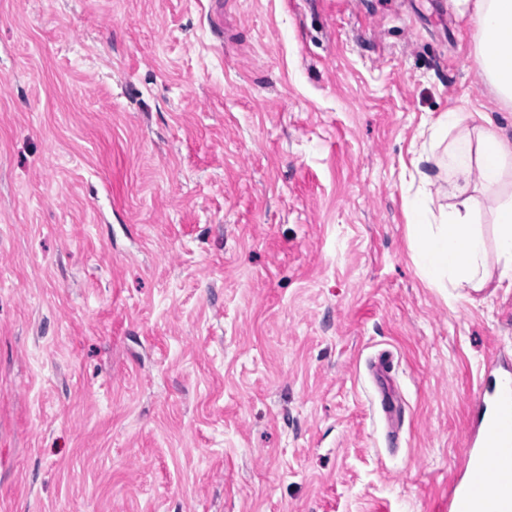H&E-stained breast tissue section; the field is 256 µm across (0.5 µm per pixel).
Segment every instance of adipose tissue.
Wrapping results in <instances>:
<instances>
[{"label":"adipose tissue","instance_id":"ef3b65f1","mask_svg":"<svg viewBox=\"0 0 512 512\" xmlns=\"http://www.w3.org/2000/svg\"><path fill=\"white\" fill-rule=\"evenodd\" d=\"M460 15L476 26L475 60L500 102L512 106V0H454ZM476 147L449 149L443 166L451 203L436 220L415 203L410 226L413 261L435 288L482 289L491 277L489 253L502 265L499 283L512 288V140L496 131L487 113H478ZM489 208L494 238L480 226Z\"/></svg>","mask_w":512,"mask_h":512}]
</instances>
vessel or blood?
<instances>
[{"mask_svg": "<svg viewBox=\"0 0 512 512\" xmlns=\"http://www.w3.org/2000/svg\"><path fill=\"white\" fill-rule=\"evenodd\" d=\"M492 407L476 421L463 479L448 494V512H512V384L491 392Z\"/></svg>", "mask_w": 512, "mask_h": 512, "instance_id": "obj_1", "label": "vessel or blood"}]
</instances>
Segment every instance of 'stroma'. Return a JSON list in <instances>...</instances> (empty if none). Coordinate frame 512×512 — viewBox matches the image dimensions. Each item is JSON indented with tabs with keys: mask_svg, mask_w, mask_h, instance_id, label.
Instances as JSON below:
<instances>
[{
	"mask_svg": "<svg viewBox=\"0 0 512 512\" xmlns=\"http://www.w3.org/2000/svg\"><path fill=\"white\" fill-rule=\"evenodd\" d=\"M475 35L453 0H0V512H448L512 289L430 287L407 203L443 112L512 139Z\"/></svg>",
	"mask_w": 512,
	"mask_h": 512,
	"instance_id": "35a3bbf8",
	"label": "stroma"
}]
</instances>
